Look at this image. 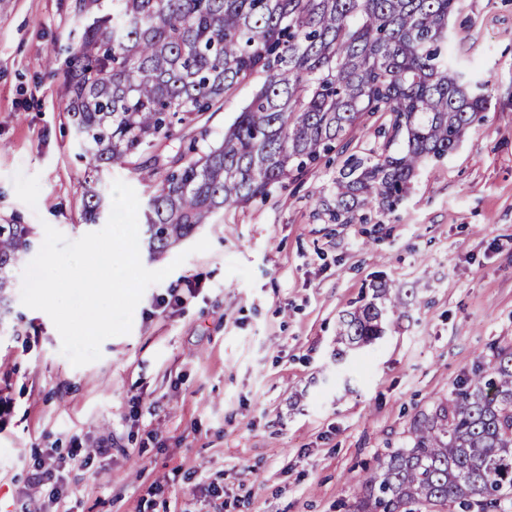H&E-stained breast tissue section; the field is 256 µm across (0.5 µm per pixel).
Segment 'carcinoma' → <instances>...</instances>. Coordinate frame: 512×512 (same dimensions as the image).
<instances>
[{
	"label": "carcinoma",
	"instance_id": "carcinoma-1",
	"mask_svg": "<svg viewBox=\"0 0 512 512\" xmlns=\"http://www.w3.org/2000/svg\"><path fill=\"white\" fill-rule=\"evenodd\" d=\"M456 0H74L81 24L62 69L66 112L91 161L82 185L88 224L105 201L99 174L153 159L144 217L150 255L214 216L269 197L314 165L367 112H387L394 140L352 154L334 179L331 217L349 223L375 202L391 210L428 158L454 151L484 120L487 89L445 61ZM262 78L224 131L172 156L153 153L178 125L224 106ZM38 243L30 224H0V297ZM411 289L380 283L339 320L336 356L384 333ZM512 497V348L492 354L434 410L414 420L405 447L367 471L350 512H487Z\"/></svg>",
	"mask_w": 512,
	"mask_h": 512
}]
</instances>
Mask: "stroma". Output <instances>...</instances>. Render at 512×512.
Returning <instances> with one entry per match:
<instances>
[{"mask_svg": "<svg viewBox=\"0 0 512 512\" xmlns=\"http://www.w3.org/2000/svg\"><path fill=\"white\" fill-rule=\"evenodd\" d=\"M72 3L0 0V224L74 241L90 231L88 161L62 78L40 65L66 59ZM447 44L490 108L452 153L422 163L394 210L339 224L325 207L348 155L387 139L389 116L368 113L315 168L203 225L208 251L141 253L171 273L97 361L73 366L50 317L13 288L0 320V512H55L29 485L46 455L61 462L70 512H347L414 419L512 346V0H457ZM257 86L242 83L184 135L219 141ZM384 280L412 288L410 307L336 361L340 316ZM103 439L107 459H68Z\"/></svg>", "mask_w": 512, "mask_h": 512, "instance_id": "obj_1", "label": "stroma"}]
</instances>
